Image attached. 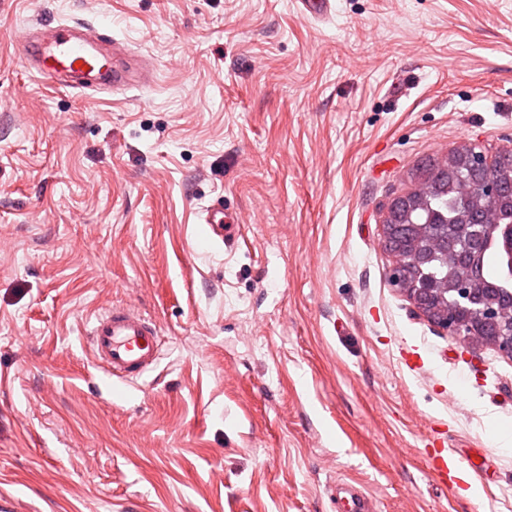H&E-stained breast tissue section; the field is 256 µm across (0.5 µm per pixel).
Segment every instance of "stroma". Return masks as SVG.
Wrapping results in <instances>:
<instances>
[{"label": "stroma", "mask_w": 512, "mask_h": 512, "mask_svg": "<svg viewBox=\"0 0 512 512\" xmlns=\"http://www.w3.org/2000/svg\"><path fill=\"white\" fill-rule=\"evenodd\" d=\"M0 0V493L15 512H512V360L416 317L385 204L471 139L512 148V0ZM41 16L153 70L86 98L29 73ZM223 199L240 230L209 240ZM116 305L165 339L107 378ZM484 477L452 494L432 448ZM301 15L315 20L329 18L334 12V0H295ZM200 224L208 226L210 237L221 241H230L237 234L238 224H228L224 220V201L218 198L198 212ZM225 222V224H224ZM89 323L87 335L95 365L108 376L134 380L158 359L160 330L138 310L108 309Z\"/></svg>", "instance_id": "obj_1"}]
</instances>
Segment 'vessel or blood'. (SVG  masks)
Segmentation results:
<instances>
[{"mask_svg":"<svg viewBox=\"0 0 512 512\" xmlns=\"http://www.w3.org/2000/svg\"><path fill=\"white\" fill-rule=\"evenodd\" d=\"M295 7L305 17L326 19L334 11V0H295ZM18 43L28 70L56 89L124 90L151 77L141 60L111 36L78 21L40 20ZM198 219L207 225L211 238L225 242L237 233L236 225L224 221L223 200L202 208ZM87 335L96 366L126 381L139 377L158 359L162 342L157 326L131 307L96 314ZM428 466L452 482L473 469L470 459L451 448L436 451Z\"/></svg>","mask_w":512,"mask_h":512,"instance_id":"1","label":"vessel or blood"}]
</instances>
